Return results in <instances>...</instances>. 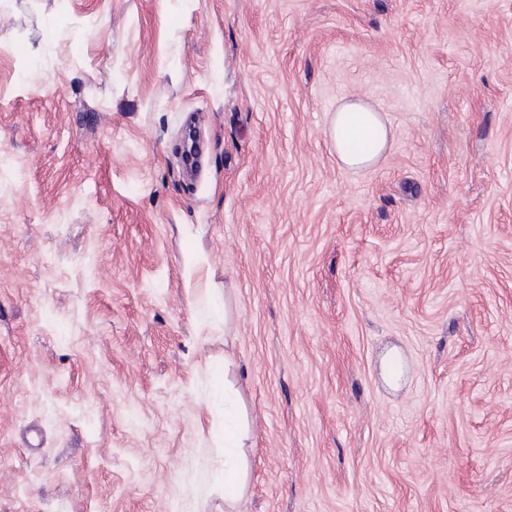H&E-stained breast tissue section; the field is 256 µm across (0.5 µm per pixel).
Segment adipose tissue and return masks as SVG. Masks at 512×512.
Segmentation results:
<instances>
[{
    "label": "adipose tissue",
    "instance_id": "ef3b65f1",
    "mask_svg": "<svg viewBox=\"0 0 512 512\" xmlns=\"http://www.w3.org/2000/svg\"><path fill=\"white\" fill-rule=\"evenodd\" d=\"M328 136L340 163L350 169L375 165L385 153L391 131L381 114L361 102H344L333 113ZM251 437L238 392L224 387V509L234 512L247 488L248 465L244 454Z\"/></svg>",
    "mask_w": 512,
    "mask_h": 512
}]
</instances>
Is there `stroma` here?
Masks as SVG:
<instances>
[{
  "mask_svg": "<svg viewBox=\"0 0 512 512\" xmlns=\"http://www.w3.org/2000/svg\"><path fill=\"white\" fill-rule=\"evenodd\" d=\"M228 382L235 512H512V0H0V512H224ZM328 136L336 158L349 169L375 165L391 140L381 114L362 102H342L333 113ZM251 438L248 421L242 413L238 391L224 385V510L234 512L235 503L247 488L248 465L242 448Z\"/></svg>",
  "mask_w": 512,
  "mask_h": 512,
  "instance_id": "1",
  "label": "stroma"
}]
</instances>
